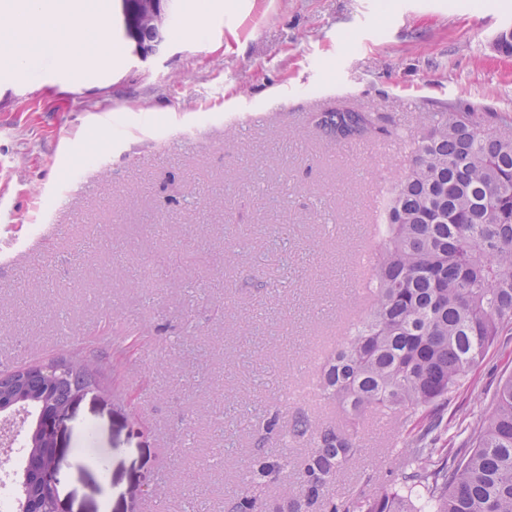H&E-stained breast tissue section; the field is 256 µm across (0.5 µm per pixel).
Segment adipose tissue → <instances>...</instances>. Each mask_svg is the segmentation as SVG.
Wrapping results in <instances>:
<instances>
[{
    "instance_id": "obj_1",
    "label": "adipose tissue",
    "mask_w": 512,
    "mask_h": 512,
    "mask_svg": "<svg viewBox=\"0 0 512 512\" xmlns=\"http://www.w3.org/2000/svg\"><path fill=\"white\" fill-rule=\"evenodd\" d=\"M108 14V9L103 7L91 17L76 10L64 16L51 0H7L0 6V27L18 45L53 40L57 58L62 62L73 58L87 39L101 58L114 50L105 35Z\"/></svg>"
}]
</instances>
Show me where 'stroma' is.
<instances>
[{"instance_id":"35a3bbf8","label":"stroma","mask_w":512,"mask_h":512,"mask_svg":"<svg viewBox=\"0 0 512 512\" xmlns=\"http://www.w3.org/2000/svg\"><path fill=\"white\" fill-rule=\"evenodd\" d=\"M182 0L183 31L140 59L21 71L0 53V326L23 365L111 359L57 433L58 512H222L304 364L363 306L353 252L423 112H473L512 136V0ZM376 113L387 135L311 123ZM119 317H112V310ZM512 377V334L448 395L441 442L470 447ZM413 421L368 416L336 498L399 487ZM210 459L219 483L193 478ZM312 121L336 142L364 138L386 131L378 125L379 119L373 112L349 110L321 112L314 115Z\"/></svg>"}]
</instances>
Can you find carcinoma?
Returning <instances> with one entry per match:
<instances>
[{"mask_svg":"<svg viewBox=\"0 0 512 512\" xmlns=\"http://www.w3.org/2000/svg\"><path fill=\"white\" fill-rule=\"evenodd\" d=\"M175 17L173 9L162 25L140 30V46L154 52ZM312 121L338 142L385 132L372 112H321ZM418 125L384 207L370 303L318 381L322 398L352 420L385 411L418 418L411 447L394 458L402 489L330 496L337 473L359 457L355 436L305 413L280 430L273 416L267 430L307 449L293 459L288 448L258 441L244 490L224 498V512H420L418 497L430 512H512V378L469 454L436 447L448 394L512 330V138L486 136L472 112H423ZM103 371L102 362L75 355L0 373V413L22 407L33 414L14 512L35 500L55 512L54 491L36 481L54 462L37 420L98 384ZM288 471L295 475L288 495L257 496Z\"/></svg>","mask_w":512,"mask_h":512,"instance_id":"obj_1","label":"carcinoma"}]
</instances>
